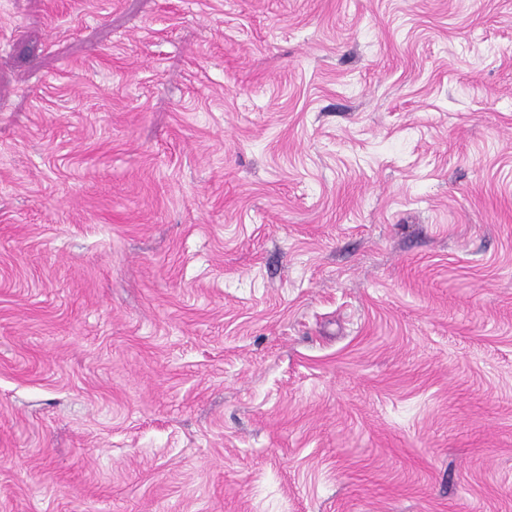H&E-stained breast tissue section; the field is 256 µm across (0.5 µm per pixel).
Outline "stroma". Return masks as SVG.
<instances>
[{"instance_id":"obj_1","label":"stroma","mask_w":512,"mask_h":512,"mask_svg":"<svg viewBox=\"0 0 512 512\" xmlns=\"http://www.w3.org/2000/svg\"><path fill=\"white\" fill-rule=\"evenodd\" d=\"M0 512H512V0H0Z\"/></svg>"}]
</instances>
